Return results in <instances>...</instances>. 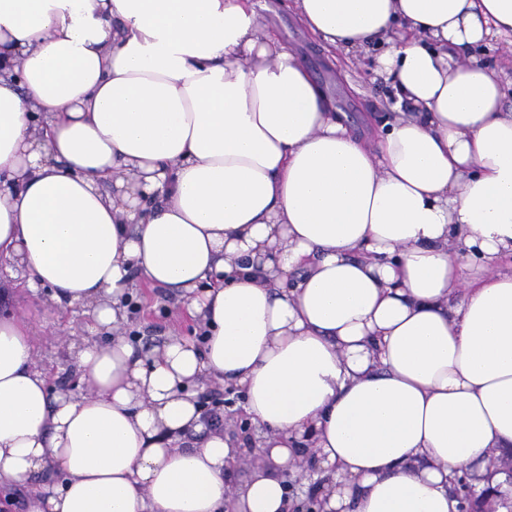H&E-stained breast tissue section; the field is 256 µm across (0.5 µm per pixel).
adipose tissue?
Instances as JSON below:
<instances>
[{"instance_id":"1","label":"adipose tissue","mask_w":512,"mask_h":512,"mask_svg":"<svg viewBox=\"0 0 512 512\" xmlns=\"http://www.w3.org/2000/svg\"><path fill=\"white\" fill-rule=\"evenodd\" d=\"M325 48L378 41L411 113L336 111L252 0H0V257L82 308L52 390L0 317V490L25 512H459L512 451V112L473 51L512 0H289ZM179 294L199 338L136 350L125 302ZM235 387L269 467L196 389Z\"/></svg>"}]
</instances>
